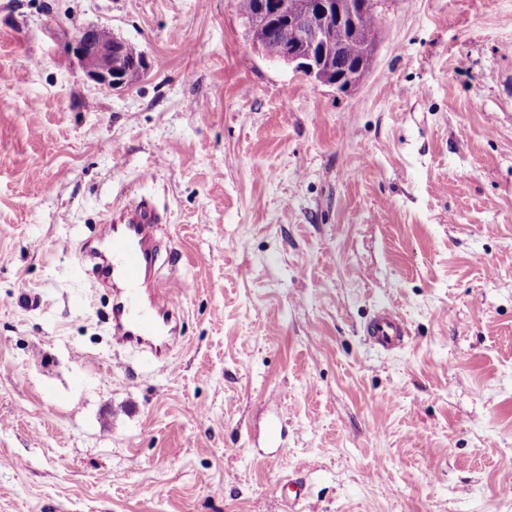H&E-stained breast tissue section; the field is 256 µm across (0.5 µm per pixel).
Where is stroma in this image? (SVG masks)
Segmentation results:
<instances>
[{
    "label": "stroma",
    "mask_w": 512,
    "mask_h": 512,
    "mask_svg": "<svg viewBox=\"0 0 512 512\" xmlns=\"http://www.w3.org/2000/svg\"><path fill=\"white\" fill-rule=\"evenodd\" d=\"M376 2L345 93L236 0H0V512H512V0ZM93 26L147 74L88 80ZM120 195L184 284L157 374L79 268ZM367 335L384 350H392L402 344L406 334L401 320L391 312L378 313L366 327Z\"/></svg>",
    "instance_id": "stroma-1"
}]
</instances>
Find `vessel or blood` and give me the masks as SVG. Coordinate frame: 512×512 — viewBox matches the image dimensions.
<instances>
[{
  "label": "vessel or blood",
  "mask_w": 512,
  "mask_h": 512,
  "mask_svg": "<svg viewBox=\"0 0 512 512\" xmlns=\"http://www.w3.org/2000/svg\"><path fill=\"white\" fill-rule=\"evenodd\" d=\"M160 221L150 202L120 200L107 224L84 238L80 246L82 262L90 266L95 284L112 291L107 320L113 342L144 356L152 371L161 366L171 341L180 335L183 288L177 281L162 288L152 282ZM366 331L385 350L401 345L406 334L401 320L388 311L378 313Z\"/></svg>",
  "instance_id": "obj_1"
}]
</instances>
